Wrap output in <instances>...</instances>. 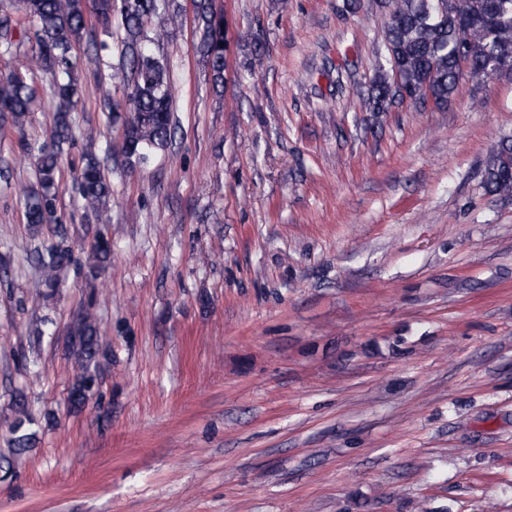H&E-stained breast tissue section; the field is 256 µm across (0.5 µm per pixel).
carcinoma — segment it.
<instances>
[{
    "instance_id": "1",
    "label": "carcinoma",
    "mask_w": 512,
    "mask_h": 512,
    "mask_svg": "<svg viewBox=\"0 0 512 512\" xmlns=\"http://www.w3.org/2000/svg\"><path fill=\"white\" fill-rule=\"evenodd\" d=\"M22 11L37 25L39 54L36 65L53 74L52 97L57 101L51 143L37 150V186H23L25 221L37 233L45 224L57 226L58 241L37 247L30 258L39 268L42 283L51 293L60 287L63 273L74 264L66 245L67 228L57 216L63 145L73 140L72 109L79 87L72 75L69 52L93 23L107 26L112 15L120 16L122 50L117 70L128 88L132 112L121 121L120 140L109 146L106 159L128 168L150 161L172 139L173 89L165 64L150 48L153 39L146 27L151 18L170 8L171 0H20ZM386 10L383 49L376 52L374 74L368 89L371 112H389L406 99L428 96L435 108L448 105L461 80L478 78L488 68L512 76V0H380ZM199 49L209 69L213 88L224 90L225 42L223 20L213 9V0H195ZM11 18H0V54L14 65L0 73V119L21 135L22 151L31 150L23 138L32 106L36 102L27 81L29 67L20 59L18 45L10 36ZM467 71H462L461 66ZM105 165L94 148V136L86 133L82 164L74 178L75 189L86 211L98 215L111 196ZM483 188L486 193L512 197V139H504L485 161ZM111 261V248L97 238L85 260L88 275L96 278ZM67 347L82 360L85 374L72 386L70 400L85 405L95 385L90 366L99 365L101 353L95 303L88 301L68 329Z\"/></svg>"
}]
</instances>
